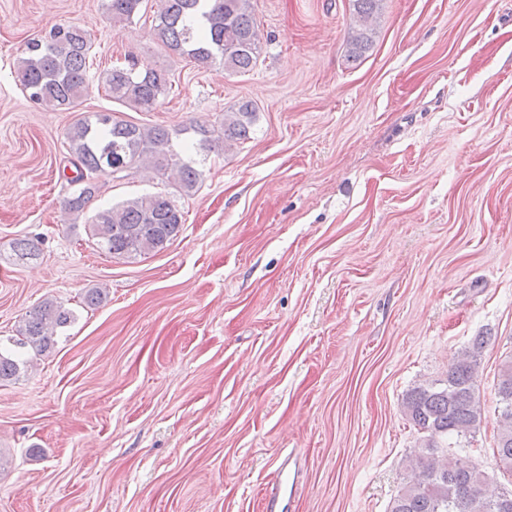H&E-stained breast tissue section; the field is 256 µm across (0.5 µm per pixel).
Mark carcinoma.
I'll return each instance as SVG.
<instances>
[{"label":"carcinoma","mask_w":512,"mask_h":512,"mask_svg":"<svg viewBox=\"0 0 512 512\" xmlns=\"http://www.w3.org/2000/svg\"><path fill=\"white\" fill-rule=\"evenodd\" d=\"M145 0H108L115 26L134 23ZM354 27L348 40L349 57L358 59L371 48L383 10V0H351ZM154 32L161 44L179 56L201 64L220 63L230 73H245L262 52L252 0H156ZM85 31L71 25L54 26L43 40L26 43L17 60L16 78L27 97L39 104L78 111L90 85ZM104 87L112 100L136 112H152L172 89L164 68L134 58L106 71ZM253 103L242 102L224 112L217 126L192 120L179 129L143 127L114 112H83L66 133L72 156L74 187L65 207L79 219L98 190V177L120 174L142 166L163 178H172L182 194H194L202 171L193 151L229 150L250 139L256 118ZM185 223L183 211L161 193L144 195L96 211L87 218L88 234L112 257L135 259L159 252L178 236ZM17 261L40 255L39 239L18 238L12 243ZM74 320L73 312L47 300L32 308L11 338L14 353L0 352V382L12 380L33 359L50 351L59 329ZM484 341L477 340L448 367L442 383L420 384L403 399L408 419L425 433L424 446L409 457L408 482L398 492L391 512H512V491L493 487V478L477 471L468 460L448 454V439L467 436L483 416L477 394V371ZM497 464L512 474V358L501 365L496 387Z\"/></svg>","instance_id":"obj_1"}]
</instances>
